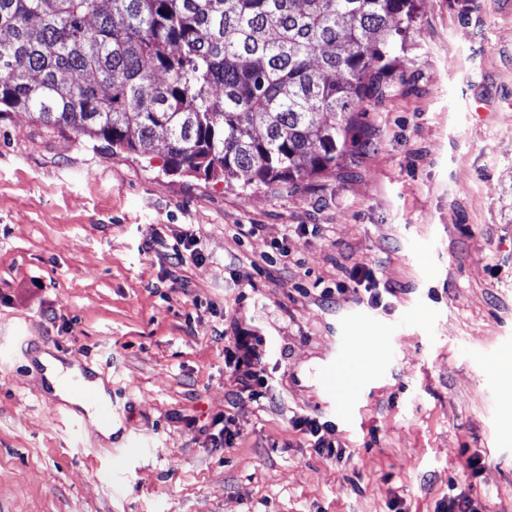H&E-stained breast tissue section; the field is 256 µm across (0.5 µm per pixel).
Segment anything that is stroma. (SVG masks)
<instances>
[{
  "label": "stroma",
  "instance_id": "1",
  "mask_svg": "<svg viewBox=\"0 0 512 512\" xmlns=\"http://www.w3.org/2000/svg\"><path fill=\"white\" fill-rule=\"evenodd\" d=\"M353 134L279 191L0 117V512H512V0H418ZM359 265L378 302L322 297ZM238 328L268 340L272 397L225 401ZM40 350L102 379L111 442ZM348 362L353 393L328 382ZM292 425L312 441L310 445L317 452L326 454L329 457L340 458L343 455L344 451L340 444L326 436L331 432V426L327 421L321 422L319 418L300 415L292 418Z\"/></svg>",
  "mask_w": 512,
  "mask_h": 512
}]
</instances>
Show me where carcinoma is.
Segmentation results:
<instances>
[{
    "instance_id": "obj_1",
    "label": "carcinoma",
    "mask_w": 512,
    "mask_h": 512,
    "mask_svg": "<svg viewBox=\"0 0 512 512\" xmlns=\"http://www.w3.org/2000/svg\"><path fill=\"white\" fill-rule=\"evenodd\" d=\"M413 22V0H0V112L290 190L336 170Z\"/></svg>"
}]
</instances>
